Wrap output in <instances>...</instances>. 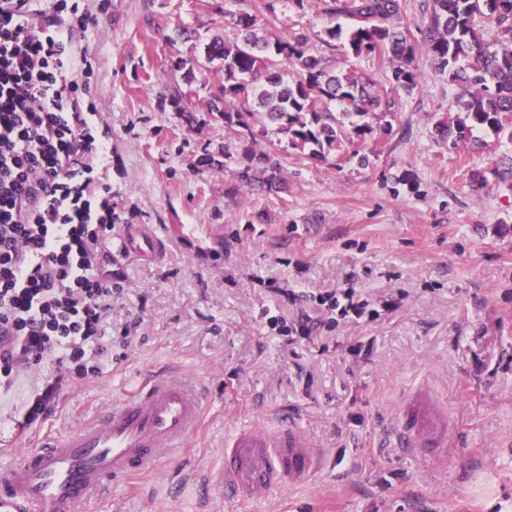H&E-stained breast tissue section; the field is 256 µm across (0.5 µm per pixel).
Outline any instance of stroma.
<instances>
[{
	"label": "stroma",
	"instance_id": "35a3bbf8",
	"mask_svg": "<svg viewBox=\"0 0 512 512\" xmlns=\"http://www.w3.org/2000/svg\"><path fill=\"white\" fill-rule=\"evenodd\" d=\"M96 24L80 45L95 57L97 107L112 134L102 176L122 217L112 256L122 275L107 332L115 344L99 377L69 391L41 424L18 431L15 396L0 400V463L86 423L141 375L170 366L208 398L197 440L85 512H512V142L491 130L443 142L456 86L418 49L413 93L392 87L395 61L355 58L325 43L334 25L320 0H89ZM300 32L327 69L369 79L390 111L371 135L316 160L280 151L285 187L230 193L232 170L205 162L226 131L207 106L224 81L204 47L225 11ZM194 69L186 82L179 64ZM483 175L484 185L473 183ZM159 244L125 247L128 225ZM301 296L292 305L285 290ZM351 290L377 320L323 329L318 344H286L274 315L329 319L313 294ZM401 306L384 311L385 298ZM367 352H354L361 340ZM446 409L447 455L420 458L384 445L398 404L418 385ZM290 413L324 455V471L268 497L230 503L201 483L233 430Z\"/></svg>",
	"mask_w": 512,
	"mask_h": 512
}]
</instances>
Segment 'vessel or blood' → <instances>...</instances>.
<instances>
[{"instance_id":"b4317fda","label":"vessel or blood","mask_w":512,"mask_h":512,"mask_svg":"<svg viewBox=\"0 0 512 512\" xmlns=\"http://www.w3.org/2000/svg\"><path fill=\"white\" fill-rule=\"evenodd\" d=\"M204 399L189 379L166 372L144 378L110 408L64 436H45L37 449L0 466V512H83L107 499L120 482L142 474L162 455L187 447L199 434ZM395 437L417 453H444L448 415L424 388L404 403ZM323 458L293 422L237 429L210 481L225 498L266 494L283 483L312 478Z\"/></svg>"}]
</instances>
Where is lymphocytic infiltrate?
Instances as JSON below:
<instances>
[{"mask_svg":"<svg viewBox=\"0 0 512 512\" xmlns=\"http://www.w3.org/2000/svg\"><path fill=\"white\" fill-rule=\"evenodd\" d=\"M95 21L85 0H0V395L42 367L19 404L27 425L97 377L110 348L120 216L97 169L112 142L95 61L74 50Z\"/></svg>","mask_w":512,"mask_h":512,"instance_id":"obj_1","label":"lymphocytic infiltrate"}]
</instances>
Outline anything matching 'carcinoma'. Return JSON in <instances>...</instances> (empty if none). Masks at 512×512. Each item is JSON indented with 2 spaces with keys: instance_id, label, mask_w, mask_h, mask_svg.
I'll return each mask as SVG.
<instances>
[{
  "instance_id": "1",
  "label": "carcinoma",
  "mask_w": 512,
  "mask_h": 512,
  "mask_svg": "<svg viewBox=\"0 0 512 512\" xmlns=\"http://www.w3.org/2000/svg\"><path fill=\"white\" fill-rule=\"evenodd\" d=\"M325 12L348 20L326 28L327 42H342L354 57L390 55L399 62L396 87L409 94L418 88L410 67L416 46L399 23V0H332ZM224 17V35L206 44L205 55L224 67L222 106L210 110L236 133L234 145L222 150L224 165L234 166L230 191L283 188L277 149L258 147L250 122L257 112L288 147L314 159L372 133L363 118L381 108V99L351 74L327 70L304 34L278 33L248 12ZM422 25L436 68L461 87L452 102L456 118L437 126L441 136L455 145L488 128L512 141L505 121L512 116V0H431Z\"/></svg>"
}]
</instances>
